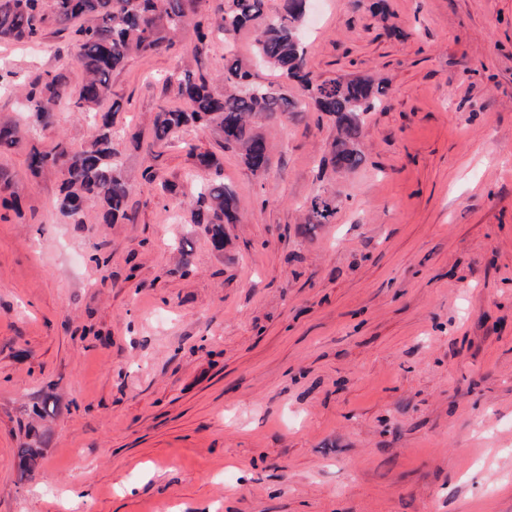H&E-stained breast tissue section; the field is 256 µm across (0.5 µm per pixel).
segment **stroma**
Returning <instances> with one entry per match:
<instances>
[{"instance_id":"stroma-1","label":"stroma","mask_w":512,"mask_h":512,"mask_svg":"<svg viewBox=\"0 0 512 512\" xmlns=\"http://www.w3.org/2000/svg\"><path fill=\"white\" fill-rule=\"evenodd\" d=\"M372 2L307 19L315 74L387 88L356 171H319L334 127L311 107L263 125L262 174L208 130L153 145L178 61L250 63L249 28L113 73L100 107L137 180L127 220L91 202L69 223L61 173L28 169L31 147L92 139L72 105L0 147V198L20 200L0 207V512H512V0H388L385 18ZM76 53L67 33L0 42V122H29V77L79 88ZM193 179L237 196L223 251L158 189ZM324 192L336 216L308 231Z\"/></svg>"}]
</instances>
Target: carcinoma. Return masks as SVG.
I'll list each match as a JSON object with an SVG mask.
<instances>
[{
  "label": "carcinoma",
  "mask_w": 512,
  "mask_h": 512,
  "mask_svg": "<svg viewBox=\"0 0 512 512\" xmlns=\"http://www.w3.org/2000/svg\"><path fill=\"white\" fill-rule=\"evenodd\" d=\"M200 0H0V42L26 44L54 27V34H74L79 46L76 57L83 79L78 97H73L69 78L61 71H46L28 82L25 109L33 126L53 122L59 103L74 102L98 126L97 136L78 150L65 138L49 151L36 147L28 153V168L34 175L59 168L64 180L58 197L61 215L73 224L84 223V203L96 201L99 223L115 224L128 218L127 202L134 190L120 153L113 146L109 113L95 111L110 86L112 73L133 55L159 53L174 45L177 33L192 27L200 45L217 38L226 41L241 29L257 30L258 61L298 85V96L277 93L256 83L238 60L224 68V91L213 90L210 78L180 66L166 78L176 85L186 107L161 108L152 127L155 145L172 143L189 127L215 131L226 148L237 151L253 173H264L272 164V151L259 122L301 111L303 101L333 118L336 137L322 166L351 172L365 161L361 149L364 114L375 109L384 85L371 77L322 80L308 67L304 29L309 0H285L283 12L268 15L264 0H226L214 15L195 19ZM27 130L17 122L0 123V147L19 144ZM193 223L204 226L218 251L224 250V225L238 220L235 192L222 181L197 185L183 193ZM336 215L335 200L316 196L306 224L317 227Z\"/></svg>",
  "instance_id": "obj_1"
}]
</instances>
